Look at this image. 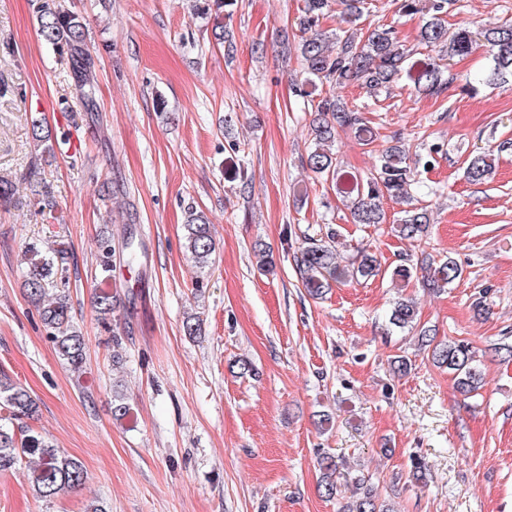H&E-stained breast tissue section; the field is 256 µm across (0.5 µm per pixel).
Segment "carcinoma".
<instances>
[{
	"label": "carcinoma",
	"instance_id": "carcinoma-1",
	"mask_svg": "<svg viewBox=\"0 0 512 512\" xmlns=\"http://www.w3.org/2000/svg\"><path fill=\"white\" fill-rule=\"evenodd\" d=\"M301 26L310 35L301 39L299 52L304 82L325 80L339 86L354 84L370 96L379 97L392 87L401 72H407L417 93L425 96L441 94L452 78L448 75V61L471 52L481 39L491 49L493 67L485 80L504 81L512 76V25L471 31L460 29L448 32L444 16L453 0H430L427 17L419 31V44L431 51L425 58H415L414 50L398 45L389 27L379 26L366 32L342 30L329 40L312 28L327 14L329 0H303ZM38 34L42 40L57 48L67 50L72 62L75 84L88 110H94L96 92L95 65L85 52V28L78 13L63 8L56 0H35ZM314 112V148L307 157L308 167L318 174L335 176L339 193L349 199L350 214L356 224H381L385 214L383 198L405 202L410 199L408 187L415 180L414 168L407 162L405 153L397 146L385 148L374 173L366 179L359 178L338 168L333 154L326 146L333 143L339 128H349L358 134L367 132L358 109L348 106L336 97L325 96L310 102ZM490 155L483 153L467 159L464 170L466 180L481 184L492 175ZM429 213L424 207L405 211V217L395 231L402 239H419L427 231ZM187 249L195 263L205 267L215 251L210 222L201 212L189 215L185 224ZM337 232H330L327 239L318 240L304 249L297 257V268L302 286L313 296H321L333 285L347 280L369 278L378 270V260L365 250L352 261V268L340 267L336 261ZM31 267L24 281L27 297L37 308L47 335L60 356L75 369L82 368L85 360L83 336L72 330L69 296L58 287L57 275L64 270L67 252L55 249L42 253L36 246L28 247ZM112 236L99 243V266L103 274L112 271ZM419 281L425 288L442 290L462 276V269L450 259L439 261L424 257L420 260ZM118 300L112 291L101 288L94 296L98 319L108 323L116 312ZM418 311L413 300L402 297L392 303L389 322L397 328L413 327ZM427 357L438 367H445L455 378L460 395L469 398L482 383L481 373L474 364L472 345L463 340L448 339L433 345ZM0 473L16 468L26 458L33 459L30 467V485L38 498L51 500L61 493L84 483L82 464L55 448L45 437L25 430L20 423L37 412V404L22 386L7 374H0ZM324 494L336 493V460L328 455L321 458ZM359 496L346 505L344 512H394L380 500L373 487L358 482Z\"/></svg>",
	"mask_w": 512,
	"mask_h": 512
}]
</instances>
